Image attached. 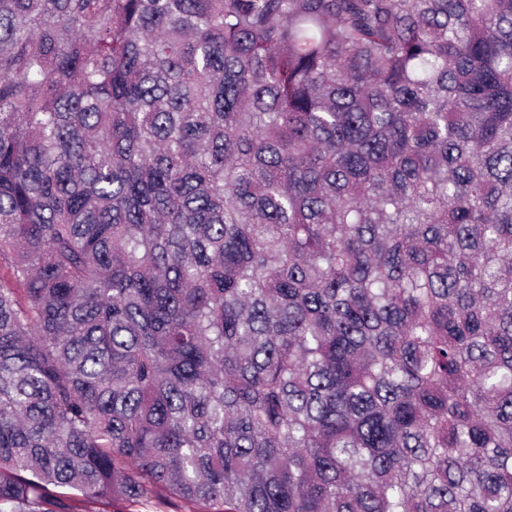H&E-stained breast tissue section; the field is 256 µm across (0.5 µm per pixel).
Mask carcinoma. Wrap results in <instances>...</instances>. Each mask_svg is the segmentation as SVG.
<instances>
[{"mask_svg":"<svg viewBox=\"0 0 512 512\" xmlns=\"http://www.w3.org/2000/svg\"><path fill=\"white\" fill-rule=\"evenodd\" d=\"M512 512V0H0V512ZM99 507H100V510L103 512H193L194 510H196V508H194L193 506L191 505H185V506H182L180 505V507H176V506H173L171 504H169L168 502H165V501H152V502H149L145 505H142L140 507H135V508H132V511H128V510H124V508L121 506V505H113V506H102V505H99L97 507H94L93 510H99Z\"/></svg>","mask_w":512,"mask_h":512,"instance_id":"carcinoma-1","label":"carcinoma"}]
</instances>
